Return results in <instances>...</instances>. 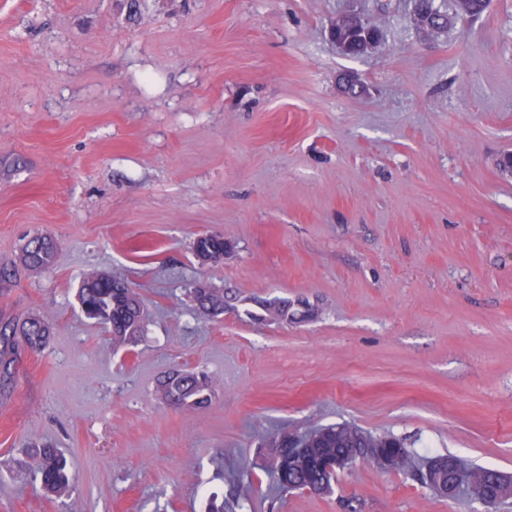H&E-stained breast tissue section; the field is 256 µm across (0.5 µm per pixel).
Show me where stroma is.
<instances>
[{
    "instance_id": "stroma-1",
    "label": "stroma",
    "mask_w": 512,
    "mask_h": 512,
    "mask_svg": "<svg viewBox=\"0 0 512 512\" xmlns=\"http://www.w3.org/2000/svg\"><path fill=\"white\" fill-rule=\"evenodd\" d=\"M342 15L385 42L344 55ZM510 152L512 0L438 34L410 0H0V325H53L0 366V512H207L231 470L242 512H512L369 462L327 495L261 466L269 432L350 422L512 477ZM36 235L58 250L32 272ZM95 271L139 293L134 345L81 312ZM273 296L310 316L269 320ZM176 369L218 379L208 407L157 399ZM194 251L203 261H218L224 258L225 244L223 237L199 236L194 243ZM55 251V243L50 238L34 236L23 246L19 261L30 271L47 268L53 262ZM193 294L196 308L200 313L210 317H218L224 314L225 302L223 292L215 288H193ZM38 460L35 477L40 479L43 489L51 496L61 498L73 489V479L66 460L51 446L30 448Z\"/></svg>"
}]
</instances>
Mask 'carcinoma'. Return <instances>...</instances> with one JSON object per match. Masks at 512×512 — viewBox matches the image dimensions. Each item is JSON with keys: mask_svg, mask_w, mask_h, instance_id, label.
<instances>
[{"mask_svg": "<svg viewBox=\"0 0 512 512\" xmlns=\"http://www.w3.org/2000/svg\"><path fill=\"white\" fill-rule=\"evenodd\" d=\"M488 0H453L456 15L477 17L485 10ZM413 15L417 22L438 32L448 25V0H413ZM361 22L343 20L333 28V35L350 40L349 55L359 56L365 53L366 45L357 36L355 25ZM55 243L44 236L30 238L22 248L19 261L25 268L34 271L49 267L54 259ZM194 251L204 261H218L224 258V238L204 235L196 239ZM199 312L218 317L224 314V293L205 286L192 291ZM78 299L84 314L107 326L112 336V345L125 346L136 343L143 334L141 299L138 293L123 279L106 273H90L83 278ZM263 310L275 319H288L291 302L286 298L274 297L260 302ZM51 323L41 316L33 315L20 324L0 327V339L5 341L11 336L23 338L27 347L38 350L50 335ZM217 380L206 372L175 370L157 390V398L187 410H196L208 406L215 392ZM288 436L286 430L273 431L266 437L265 462L273 475L275 483L283 491L308 490L327 493L332 490L337 469L316 468L301 461L293 464L288 460ZM304 447L318 453L329 449L327 460L342 467L350 468L357 450L360 448H396L402 452L403 465L398 472L409 475L421 486L432 489L428 483L427 468L441 459V456H428L412 448L405 439L392 432L373 433L348 423H336L314 427L303 434H296ZM38 460L35 477L40 479L43 489L51 496L61 498L73 489V479L67 468L66 460L50 446L31 449ZM460 467L470 476L494 482L505 479L499 471L477 465ZM253 488L243 482L231 485L229 496L222 502H212L209 512H238L252 496Z\"/></svg>", "mask_w": 512, "mask_h": 512, "instance_id": "obj_1", "label": "carcinoma"}]
</instances>
